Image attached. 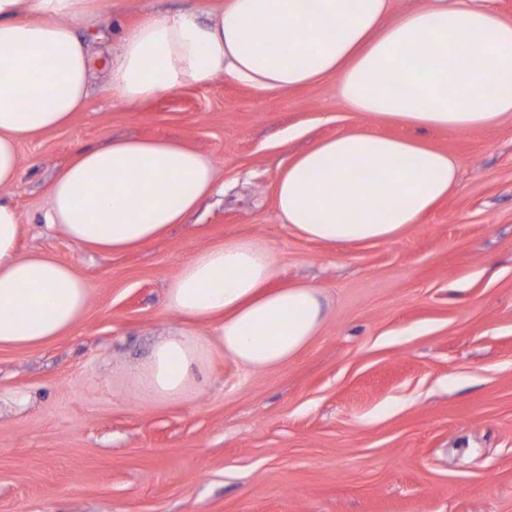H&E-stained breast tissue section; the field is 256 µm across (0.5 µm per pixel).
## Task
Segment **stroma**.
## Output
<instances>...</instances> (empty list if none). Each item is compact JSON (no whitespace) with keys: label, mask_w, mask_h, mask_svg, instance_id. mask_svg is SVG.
<instances>
[{"label":"stroma","mask_w":512,"mask_h":512,"mask_svg":"<svg viewBox=\"0 0 512 512\" xmlns=\"http://www.w3.org/2000/svg\"><path fill=\"white\" fill-rule=\"evenodd\" d=\"M224 2L105 0L103 26ZM356 127L450 153L458 182L391 239L308 240L279 218L276 179ZM118 137L203 153L222 189L138 249L77 247L45 225L48 184ZM19 156V248L72 265L89 304L62 336L0 348V512H512V117L421 130L352 111L333 76L268 93L219 78L128 106L98 72L86 108ZM239 237L273 252L275 285L317 288L325 320L286 364L214 354L202 389L158 399L151 347L184 326L166 283Z\"/></svg>","instance_id":"1"}]
</instances>
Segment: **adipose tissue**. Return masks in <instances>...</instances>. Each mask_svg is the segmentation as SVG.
<instances>
[{"mask_svg":"<svg viewBox=\"0 0 512 512\" xmlns=\"http://www.w3.org/2000/svg\"><path fill=\"white\" fill-rule=\"evenodd\" d=\"M102 0H0V347L72 330L84 280L44 252L18 250L21 217L3 188L19 176L18 145L67 125L96 69L123 103L232 78L264 93L339 78L347 106L453 132L512 114V20L486 0H426L390 17L392 0H227L208 18L150 15L120 36L86 37ZM455 158L355 128L320 142L279 175L281 220L307 239L353 246L417 223L457 180ZM210 158L166 141L115 139L78 152L48 188L49 226L75 245L137 248L181 223L214 192ZM276 258L256 238L198 251L167 281L165 308L189 327L156 343L144 380L165 400L201 387L211 352L254 370L282 365L325 319L308 284L272 287ZM214 337L192 333L195 325Z\"/></svg>","mask_w":512,"mask_h":512,"instance_id":"1","label":"adipose tissue"}]
</instances>
